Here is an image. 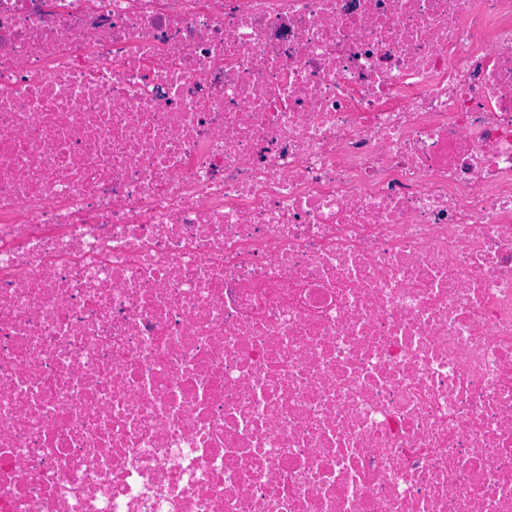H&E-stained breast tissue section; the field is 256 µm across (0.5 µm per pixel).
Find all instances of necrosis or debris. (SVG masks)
Here are the masks:
<instances>
[{
	"label": "necrosis or debris",
	"mask_w": 512,
	"mask_h": 512,
	"mask_svg": "<svg viewBox=\"0 0 512 512\" xmlns=\"http://www.w3.org/2000/svg\"><path fill=\"white\" fill-rule=\"evenodd\" d=\"M0 512H512V0H0Z\"/></svg>",
	"instance_id": "necrosis-or-debris-1"
}]
</instances>
